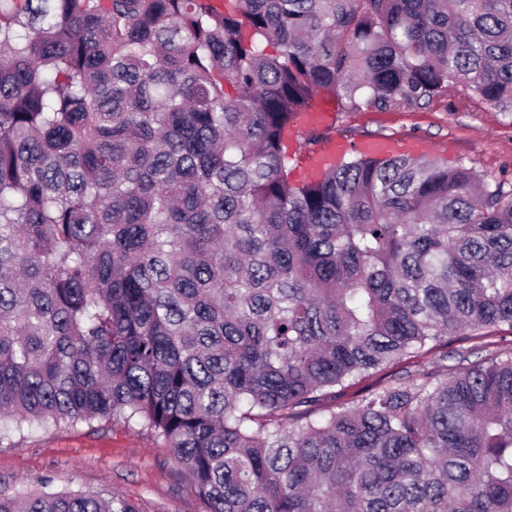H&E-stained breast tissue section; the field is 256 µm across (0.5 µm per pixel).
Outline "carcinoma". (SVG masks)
<instances>
[{
	"label": "carcinoma",
	"instance_id": "obj_1",
	"mask_svg": "<svg viewBox=\"0 0 512 512\" xmlns=\"http://www.w3.org/2000/svg\"><path fill=\"white\" fill-rule=\"evenodd\" d=\"M222 2L0 0V431L120 418L207 512H512V348L446 351L512 331V178L284 140L318 96L512 119V0Z\"/></svg>",
	"mask_w": 512,
	"mask_h": 512
}]
</instances>
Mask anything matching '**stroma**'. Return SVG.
Instances as JSON below:
<instances>
[{
	"instance_id": "obj_1",
	"label": "stroma",
	"mask_w": 512,
	"mask_h": 512,
	"mask_svg": "<svg viewBox=\"0 0 512 512\" xmlns=\"http://www.w3.org/2000/svg\"><path fill=\"white\" fill-rule=\"evenodd\" d=\"M325 105L330 139L388 136L405 148L420 141L427 155L448 164L512 176V119L456 90L409 111L344 112L333 99ZM46 484L55 491L113 493L137 512H206L161 440L119 418L36 428L0 441V490L24 494Z\"/></svg>"
}]
</instances>
